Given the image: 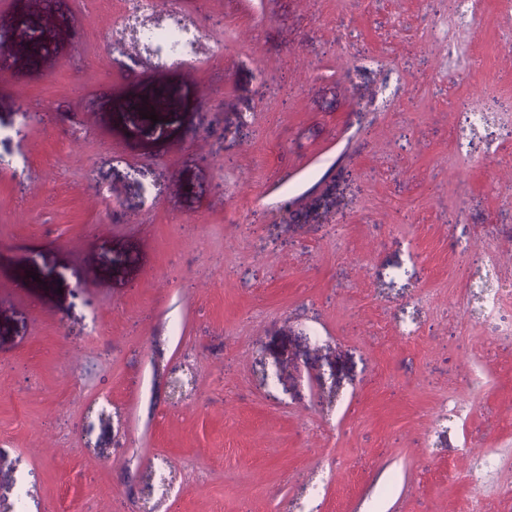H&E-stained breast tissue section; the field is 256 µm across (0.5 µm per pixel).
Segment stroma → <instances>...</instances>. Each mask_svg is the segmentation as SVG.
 I'll list each match as a JSON object with an SVG mask.
<instances>
[{
	"label": "stroma",
	"instance_id": "1",
	"mask_svg": "<svg viewBox=\"0 0 512 512\" xmlns=\"http://www.w3.org/2000/svg\"><path fill=\"white\" fill-rule=\"evenodd\" d=\"M182 6L223 56L127 71L100 0H0V512H512V0ZM487 112H465L463 119V126L460 132L459 145L465 152H469L475 148L479 143L474 142L470 137L472 131L477 130L486 122Z\"/></svg>",
	"mask_w": 512,
	"mask_h": 512
}]
</instances>
